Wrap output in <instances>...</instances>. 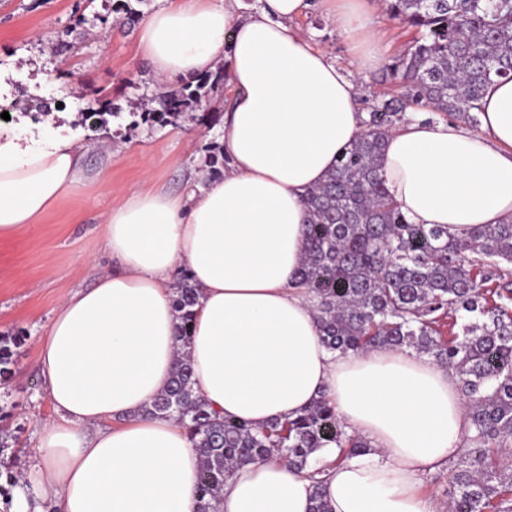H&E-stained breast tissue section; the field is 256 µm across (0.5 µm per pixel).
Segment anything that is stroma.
<instances>
[{"instance_id": "35a3bbf8", "label": "stroma", "mask_w": 512, "mask_h": 512, "mask_svg": "<svg viewBox=\"0 0 512 512\" xmlns=\"http://www.w3.org/2000/svg\"><path fill=\"white\" fill-rule=\"evenodd\" d=\"M163 0H0V113L11 123L29 108L57 104L61 131L84 130L83 111L107 95L113 114L105 129L83 140L81 181L37 223L0 241V333L25 338L11 382L0 385V429L15 451L12 469L28 476L41 426L54 418L38 353V338L60 298L91 286L112 268L104 249L105 214L131 190L183 191L206 163L208 144L221 140L228 93L206 104L212 123L143 125L128 130L129 114L155 96L151 65L136 52L128 14L144 18ZM321 0L295 21L315 47L353 74L360 108L393 92L382 70L359 73L357 60Z\"/></svg>"}]
</instances>
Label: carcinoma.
Wrapping results in <instances>:
<instances>
[{"label": "carcinoma", "mask_w": 512, "mask_h": 512, "mask_svg": "<svg viewBox=\"0 0 512 512\" xmlns=\"http://www.w3.org/2000/svg\"><path fill=\"white\" fill-rule=\"evenodd\" d=\"M385 3L416 36L389 67L399 91L369 107L362 132L305 197L300 280L330 351L408 348L457 378L470 430L448 487L450 512H512V283L502 268L512 265V222L478 225L463 237L439 224H410L381 173L385 137L408 111L428 108L472 126L486 85L512 80V0ZM222 87L219 66L159 92L132 124L194 119ZM200 294L181 271L173 298L181 352L167 389L144 410L188 431L201 460L198 512H220L224 482L244 463L276 454L319 474L315 455L324 448L347 457L367 447L326 396L292 421L260 428L212 412L194 388L186 351ZM20 345L0 333V385L12 377Z\"/></svg>", "instance_id": "carcinoma-1"}]
</instances>
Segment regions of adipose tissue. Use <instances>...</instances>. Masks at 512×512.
Returning <instances> with one entry per match:
<instances>
[{"label":"adipose tissue","mask_w":512,"mask_h":512,"mask_svg":"<svg viewBox=\"0 0 512 512\" xmlns=\"http://www.w3.org/2000/svg\"><path fill=\"white\" fill-rule=\"evenodd\" d=\"M166 0L138 28L139 52L167 84L223 64L235 91L226 167L188 195L133 190L103 224L116 267L66 294L39 339L55 416L37 440L14 512H197L201 461L181 423L143 410L178 355L176 274L202 294L189 331L195 388L218 415L256 426L294 419L321 395L368 447L322 488L278 457L236 470L221 512H446L418 493L461 452L470 423L448 370L409 351L339 355L324 346L297 285L320 185L362 130L358 91L294 24L308 0ZM359 71L384 61L366 0H336ZM479 132L411 120L389 133L383 171L412 224L463 234L512 221V80L489 86ZM73 134L0 124V239L36 223L81 179Z\"/></svg>","instance_id":"ef3b65f1"}]
</instances>
